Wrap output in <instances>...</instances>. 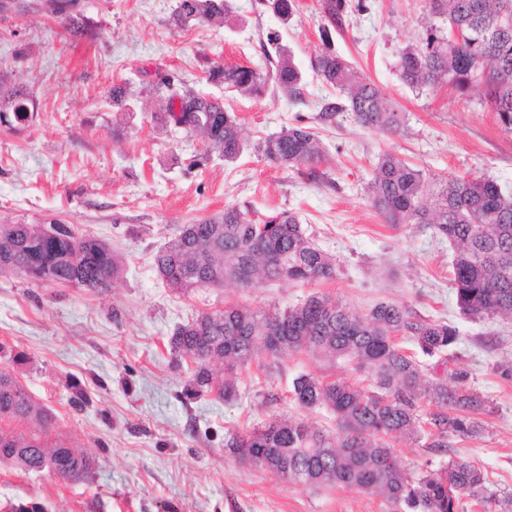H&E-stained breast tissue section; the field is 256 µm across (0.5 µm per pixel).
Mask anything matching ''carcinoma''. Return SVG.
Instances as JSON below:
<instances>
[{
  "label": "carcinoma",
  "mask_w": 512,
  "mask_h": 512,
  "mask_svg": "<svg viewBox=\"0 0 512 512\" xmlns=\"http://www.w3.org/2000/svg\"><path fill=\"white\" fill-rule=\"evenodd\" d=\"M233 0H179L175 26L185 29L229 15ZM282 21L293 15L295 0H260ZM70 36L84 35L83 15L73 0H53ZM329 27H341L362 0H323ZM428 14L446 23L432 24L416 46L399 55L401 79L413 87L448 84L459 95L483 90L498 122L512 130V0H426ZM277 40L263 46L268 68L214 63L212 80L242 93L261 95L269 83L287 97L301 96L303 76ZM313 69L344 99L326 100L316 115L330 127L342 112L353 114L363 128L389 135L404 130L405 114L377 86L359 76L342 56L326 50ZM129 84L112 85V106L129 108ZM149 96L158 108L152 120L200 135L226 162L237 160L244 142L237 116L217 99L200 95L174 73L150 82ZM14 120L30 117L28 92H10ZM269 162L287 165L309 182H323L328 153L314 127L296 122L269 135L260 145ZM424 171L399 155L384 152L368 185L371 206L388 224H432L454 249L452 272L456 304L471 318L512 316V191L483 176H449L437 181L433 198L426 196ZM157 275L170 288L192 293L220 288L231 281L247 287L268 283L327 282L336 277V259L318 247L298 214L281 211L264 220L234 205L224 212L182 224L154 255ZM0 274L42 286L77 285L104 295L123 274L106 242L79 236L66 224H0ZM433 357L456 345L455 327L390 302L359 314L323 293L284 309L227 305L201 313L178 325L169 340L177 358L191 355L194 368L184 394L194 398L213 393L219 400L237 396L236 370L263 357L310 354L330 365L341 364L365 374L368 387L302 372L292 382V395L306 409L324 408L336 420L327 433L303 421L273 419L240 435L226 447L235 454L250 450L248 464L301 487H341L383 497L400 512H464V500L483 512H512V495L500 497L489 488L485 471L456 456L433 463L399 466L392 441H426L429 448H448L450 439L480 428L476 415L485 401L459 380L424 383L417 354ZM224 365V380L212 373ZM435 410H429V407ZM53 412L35 400L14 376L0 366V465L23 473H48L64 482L92 472L87 454L52 437Z\"/></svg>",
  "instance_id": "carcinoma-1"
}]
</instances>
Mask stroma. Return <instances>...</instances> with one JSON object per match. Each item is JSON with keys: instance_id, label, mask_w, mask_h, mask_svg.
<instances>
[{"instance_id": "obj_1", "label": "stroma", "mask_w": 512, "mask_h": 512, "mask_svg": "<svg viewBox=\"0 0 512 512\" xmlns=\"http://www.w3.org/2000/svg\"><path fill=\"white\" fill-rule=\"evenodd\" d=\"M33 2L28 10L0 12V100L18 85L33 100L26 122L0 123V224L70 225L111 245L126 270L104 295L0 276V342L22 355L18 379L52 410L54 432L96 463L87 479L70 483L0 466V504L36 502L45 512H396L362 492L284 483L243 465L225 446L230 434L273 417L335 431L330 411L291 400L292 380L313 371L358 383L350 371L308 356H267L242 370L235 400L183 393L192 369L170 352L176 325L233 304L293 306L317 292L361 313L393 302L457 327L452 358H427L424 367L442 380L464 372L493 412L481 416L476 435L453 438L451 452L486 469L493 488L512 492V378L501 374L512 364V319L461 315L447 240L430 224L384 223L366 194L385 152L430 177L485 176L512 187V131L482 91L462 97L445 84L419 90L400 77L399 53L420 41L425 0H364L365 10L327 33L321 0H296L286 22L257 0H235L224 22L184 30L171 20L176 0H79L86 30L78 39L46 0ZM270 32L303 74L300 99L272 89L244 95L210 79L212 61L263 66L261 44ZM327 45L405 112L407 126L383 135L344 112L335 126L319 128L331 175L322 185L268 163L258 145L296 117L312 122L323 100L334 98L312 69ZM158 70L177 73L239 117L246 147L236 162L208 153L200 137L166 132L150 113L113 109L114 82L130 81L138 92ZM197 155L206 158L198 167ZM228 205L259 219L296 212L336 258L335 279L228 283L189 295L167 288L154 253L178 225ZM74 382L84 405L70 401ZM394 452L401 465L451 453L403 441Z\"/></svg>"}]
</instances>
